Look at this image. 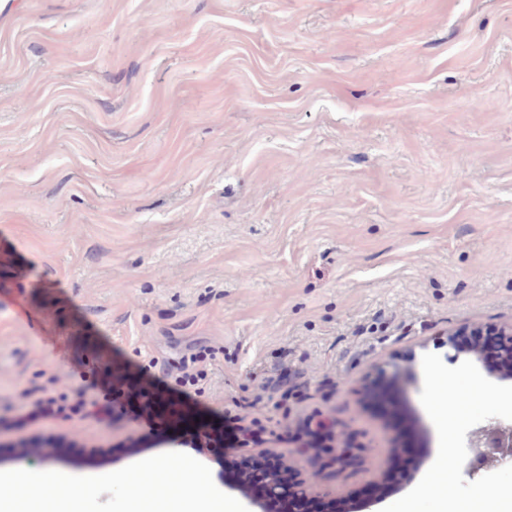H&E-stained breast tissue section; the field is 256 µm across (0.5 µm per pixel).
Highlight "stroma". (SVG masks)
Segmentation results:
<instances>
[{
  "instance_id": "35a3bbf8",
  "label": "stroma",
  "mask_w": 512,
  "mask_h": 512,
  "mask_svg": "<svg viewBox=\"0 0 512 512\" xmlns=\"http://www.w3.org/2000/svg\"><path fill=\"white\" fill-rule=\"evenodd\" d=\"M512 321V0H8L0 10V471L96 476L178 451L223 486L226 432L330 414L394 362L425 447L422 357ZM201 343L200 437L151 419ZM90 360L112 419L29 423ZM303 385L282 400L280 369Z\"/></svg>"
}]
</instances>
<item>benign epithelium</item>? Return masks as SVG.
<instances>
[{"instance_id": "1", "label": "benign epithelium", "mask_w": 512, "mask_h": 512, "mask_svg": "<svg viewBox=\"0 0 512 512\" xmlns=\"http://www.w3.org/2000/svg\"><path fill=\"white\" fill-rule=\"evenodd\" d=\"M448 344L472 356L490 377L512 381V322L460 327L449 333ZM288 442L306 455L314 479L339 480L369 463L361 433L336 419H310L288 433ZM467 448L469 460L464 471L469 475L512 461V426L497 424L476 431ZM225 449L238 452V460L226 466L225 485L241 487L260 512H318L315 499L308 496L302 472L283 457L263 452L241 455L240 445L233 441L225 443ZM396 457L398 454H392L380 470L379 479L372 484V496L360 504L358 512H367L395 491L391 476Z\"/></svg>"}]
</instances>
